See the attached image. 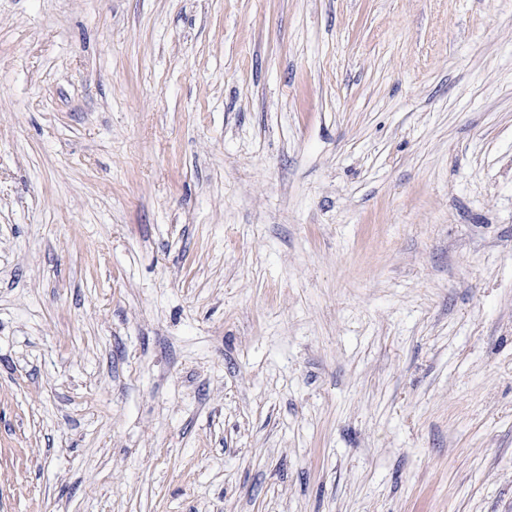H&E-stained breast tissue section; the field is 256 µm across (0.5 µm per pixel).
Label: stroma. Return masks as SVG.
<instances>
[{
	"label": "stroma",
	"mask_w": 512,
	"mask_h": 512,
	"mask_svg": "<svg viewBox=\"0 0 512 512\" xmlns=\"http://www.w3.org/2000/svg\"><path fill=\"white\" fill-rule=\"evenodd\" d=\"M0 512H512V0H0Z\"/></svg>",
	"instance_id": "obj_1"
}]
</instances>
